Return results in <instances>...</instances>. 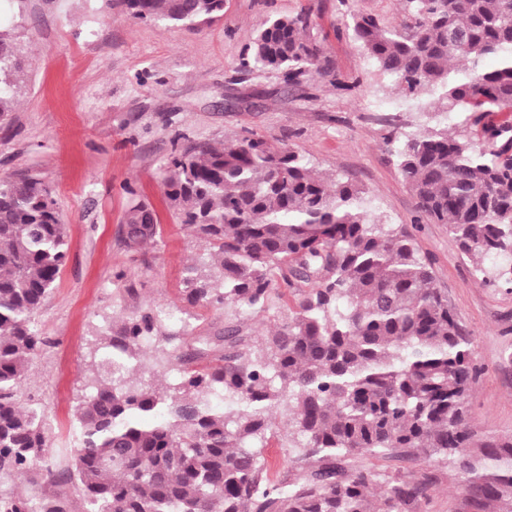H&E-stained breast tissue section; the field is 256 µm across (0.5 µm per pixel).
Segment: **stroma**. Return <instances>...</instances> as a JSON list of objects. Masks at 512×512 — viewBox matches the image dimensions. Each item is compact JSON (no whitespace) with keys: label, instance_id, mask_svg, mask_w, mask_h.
<instances>
[{"label":"stroma","instance_id":"1","mask_svg":"<svg viewBox=\"0 0 512 512\" xmlns=\"http://www.w3.org/2000/svg\"><path fill=\"white\" fill-rule=\"evenodd\" d=\"M303 11L346 90L317 76L290 85L274 73L238 70L269 16ZM359 13L390 28L404 23L399 0H224L223 16L196 29L132 19L119 0H0V25L22 67L16 103L0 125V176L40 179L66 220L67 261L33 316L45 344L22 387L25 403L45 414L54 466L71 463L73 414L89 394L92 353L123 317L147 305L172 313L186 348L230 323L245 336L265 334L301 298L302 285L279 280L264 309L232 318L183 299L185 269L204 264L207 248L169 207L164 165L174 149L219 145L245 131L299 152L320 172L349 176L383 223L412 236L483 369L469 397L470 430L480 439L512 435V288L483 284L447 225L418 212L383 138L394 126L418 132L423 120L398 107L391 78L350 38ZM133 198L159 218L154 241L137 250L123 242ZM364 464L406 478L431 475L415 512H461L462 482L450 466Z\"/></svg>","mask_w":512,"mask_h":512}]
</instances>
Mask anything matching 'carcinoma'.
Returning <instances> with one entry per match:
<instances>
[{"label":"carcinoma","instance_id":"1","mask_svg":"<svg viewBox=\"0 0 512 512\" xmlns=\"http://www.w3.org/2000/svg\"><path fill=\"white\" fill-rule=\"evenodd\" d=\"M401 29L352 17V36L400 97L433 120L392 130L417 208L448 226L477 262L512 258V0H400ZM134 19L196 28L224 0H122ZM308 12L272 15L239 69L288 83L330 75ZM493 58L497 65L485 66ZM21 73L0 29V119ZM458 112L467 134L448 132ZM169 205L211 249L187 270L184 299L234 311L266 304L276 276L308 287L272 331L247 340L232 324L188 350L146 306L100 338L105 375L75 411L72 465L48 461L45 422L21 386L45 340L32 321L67 257L66 224L50 190L0 178V486L74 483L85 512H406L430 480L382 475L360 456L451 465L462 512H512V437L485 441L466 425L479 376L470 339L434 287L412 237L371 215L350 178L315 171L254 134L172 153ZM124 241L157 235L154 211L131 200ZM216 364L197 366L200 359ZM295 435L286 479L274 484L258 446L272 416ZM0 512H75L56 494L0 489Z\"/></svg>","mask_w":512,"mask_h":512}]
</instances>
